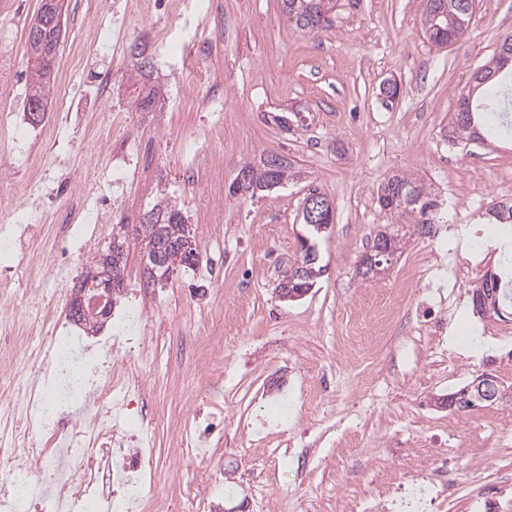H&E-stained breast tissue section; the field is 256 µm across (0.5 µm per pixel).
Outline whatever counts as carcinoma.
Wrapping results in <instances>:
<instances>
[{"instance_id": "1", "label": "carcinoma", "mask_w": 512, "mask_h": 512, "mask_svg": "<svg viewBox=\"0 0 512 512\" xmlns=\"http://www.w3.org/2000/svg\"><path fill=\"white\" fill-rule=\"evenodd\" d=\"M476 0H426L423 26L428 39L435 44L454 42L465 33L472 19ZM283 8L295 27L305 33L317 31L327 22L333 9V0H283ZM500 46L504 50L496 53L492 65L475 72L473 89L460 95L455 121L450 130L454 140H479L481 127L488 124L489 130L512 136V123L507 114L512 112V86L501 81L491 83L493 77L512 67V37L505 38ZM31 64L29 90H52V72L40 61V48L26 43ZM152 78V63L140 57L131 71L130 80L138 94L133 106L138 112H150L157 103L160 88L146 87ZM379 208L387 214L403 215L417 212L424 216L438 207L431 193L419 181L404 175H394L382 183L377 194ZM485 223L502 225L498 240L499 272L485 276L478 287L497 291L498 301L512 303V199L494 203L483 216ZM191 236V228L185 222L179 204L161 195L151 210L144 215L133 232L126 225L118 224L112 229V241L106 250L95 256V267L108 265L112 276L123 282L124 271L131 243L140 245L145 260L147 282L169 278V269L178 266L193 268L199 255L181 251L184 240ZM302 263L309 269V284H314L323 272L315 246L302 249Z\"/></svg>"}]
</instances>
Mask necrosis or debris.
Here are the masks:
<instances>
[{
    "label": "necrosis or debris",
    "mask_w": 512,
    "mask_h": 512,
    "mask_svg": "<svg viewBox=\"0 0 512 512\" xmlns=\"http://www.w3.org/2000/svg\"><path fill=\"white\" fill-rule=\"evenodd\" d=\"M48 298L34 315L0 323V512H150L156 458L147 418L112 420L146 394L124 365L74 379L113 341L133 343L141 314L113 322L116 339L90 344L67 336ZM138 447H129V439Z\"/></svg>",
    "instance_id": "necrosis-or-debris-1"
}]
</instances>
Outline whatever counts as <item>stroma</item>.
<instances>
[{
  "instance_id": "stroma-1",
  "label": "stroma",
  "mask_w": 512,
  "mask_h": 512,
  "mask_svg": "<svg viewBox=\"0 0 512 512\" xmlns=\"http://www.w3.org/2000/svg\"><path fill=\"white\" fill-rule=\"evenodd\" d=\"M113 0H65L64 31L47 113L13 139L27 88L26 31L39 0H0V57L15 61L0 83V230L20 229L16 212L31 198L29 158L43 170L44 216L27 270L15 278L0 259V319L35 313L54 290H71L90 268L81 251L82 208L101 197L112 227L139 223L159 193L176 199L196 235L198 264L145 287L131 246L121 308L139 307V340L112 358L147 376L160 512H356L364 494L390 475L402 488L435 484L424 512H470L489 485L508 488L512 512V404L485 402L459 412L437 398L489 374L512 389V314L478 316L472 290L497 271L499 254L458 262L470 268L457 288L442 286L440 244L477 224L492 204L512 198V139L449 141L458 98L473 73L512 36V0H477L466 34L428 40L425 0H336L330 20L303 33L281 0H196L170 19L165 0L149 16L130 0L128 45L144 47L164 91L155 111H135L132 56L112 55ZM168 25L170 54L156 49L155 22ZM212 34L204 68L220 84L224 109L209 111L206 89L179 72L180 54ZM397 81L386 105L382 87ZM72 109L60 111L61 90ZM301 120L283 130L271 116ZM109 140L104 151L99 141ZM271 155L297 172L256 195L229 196L244 164ZM422 181L440 201L432 232L400 216L406 239L389 271L365 280L356 269L391 217L377 203L392 175ZM332 201L335 220L317 242L327 271L295 302L276 292L301 255L300 213L310 189ZM53 251L51 265L39 254ZM492 341L480 356L466 332ZM219 374L201 392L203 377ZM215 401L222 421L209 443L224 462V493L202 506L200 457L180 454L195 414Z\"/></svg>"
}]
</instances>
